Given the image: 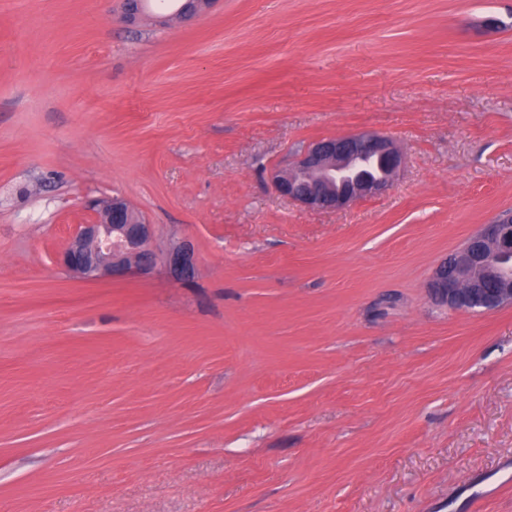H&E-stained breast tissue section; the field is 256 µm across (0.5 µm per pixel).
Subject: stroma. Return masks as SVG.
<instances>
[{
	"mask_svg": "<svg viewBox=\"0 0 512 512\" xmlns=\"http://www.w3.org/2000/svg\"><path fill=\"white\" fill-rule=\"evenodd\" d=\"M0 0V512H512V305L428 288L512 210V0ZM404 163L340 211L310 142ZM124 197L197 271L56 263ZM176 2L173 12L168 16H175L179 19H192L208 11L216 3V0H176L162 1ZM372 160L379 175L364 171ZM402 162V154L385 136L341 135L309 144L291 168L274 170L271 180L276 193L289 201L313 210H343L386 191Z\"/></svg>",
	"mask_w": 512,
	"mask_h": 512,
	"instance_id": "35a3bbf8",
	"label": "stroma"
}]
</instances>
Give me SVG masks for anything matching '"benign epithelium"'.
Instances as JSON below:
<instances>
[{
  "mask_svg": "<svg viewBox=\"0 0 512 512\" xmlns=\"http://www.w3.org/2000/svg\"><path fill=\"white\" fill-rule=\"evenodd\" d=\"M216 0H176L172 15L192 19ZM377 161L379 174L364 167ZM403 162L393 142L375 133L327 137L302 150L291 168L276 169L271 180L276 193L313 210H343L375 197L390 186ZM96 219L75 229L60 259L65 271L96 282L126 276H146L162 267L176 281L196 273V257L187 240L158 250L151 242L153 225L133 218L132 208L119 198L92 203ZM435 301L453 310L492 311L512 303V211L484 224L465 245L435 269L429 283Z\"/></svg>",
  "mask_w": 512,
  "mask_h": 512,
  "instance_id": "7a95c632",
  "label": "benign epithelium"
}]
</instances>
